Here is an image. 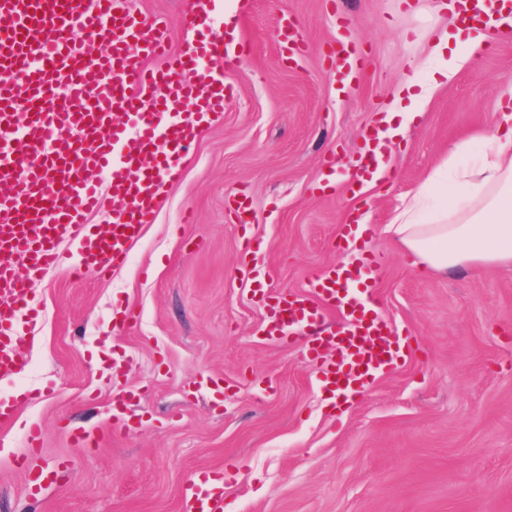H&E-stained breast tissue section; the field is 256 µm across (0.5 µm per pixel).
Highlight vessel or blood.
<instances>
[{"label": "vessel or blood", "instance_id": "1", "mask_svg": "<svg viewBox=\"0 0 512 512\" xmlns=\"http://www.w3.org/2000/svg\"><path fill=\"white\" fill-rule=\"evenodd\" d=\"M474 32L512 34V0H451ZM213 0H191L185 16L195 36L170 53L155 20L117 0H0V381L27 371L22 350L41 321L34 286L52 269L72 281L123 265L162 189L205 125L221 115L226 72L251 44L213 32ZM165 58L160 68L152 59ZM327 58L337 81L356 90L362 58L341 43ZM383 119L361 137L352 159L370 176L388 164ZM91 213L107 225L87 223ZM350 264L319 270L302 294L263 299L260 330L274 344L305 339L308 359L332 390L361 389L402 358L389 325L374 312L378 267L370 230L345 227ZM188 512H223L220 475Z\"/></svg>", "mask_w": 512, "mask_h": 512}]
</instances>
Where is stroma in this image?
<instances>
[{
	"label": "stroma",
	"instance_id": "1",
	"mask_svg": "<svg viewBox=\"0 0 512 512\" xmlns=\"http://www.w3.org/2000/svg\"><path fill=\"white\" fill-rule=\"evenodd\" d=\"M188 2L123 5L160 17L178 50ZM341 8L342 23L329 0H214L215 33H246L253 51L226 75L223 115L184 158L125 267L36 284L43 316L29 371L0 383V399L30 396L0 430V512H184L185 484L200 472L224 473V512H512V270L426 275L388 231L452 146L512 105V37L493 36L444 77L432 47L453 51L468 36L437 0ZM285 18L309 47L291 64L276 41ZM336 41L364 58L349 94L322 56ZM411 79L431 95L392 145L393 176L357 192L348 166L358 140ZM241 195L246 228L230 204ZM352 214L382 259L377 313L410 350L339 397L320 387L303 345L262 338L265 311L241 269L272 291L302 290L344 259ZM250 238L260 247L246 255ZM105 357L122 372L99 368ZM120 397L132 435L73 447L67 428L106 427ZM34 422L44 436L30 468L52 475L36 495L12 464ZM63 458L69 467L56 470Z\"/></svg>",
	"mask_w": 512,
	"mask_h": 512
}]
</instances>
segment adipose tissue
Wrapping results in <instances>:
<instances>
[{
	"label": "adipose tissue",
	"mask_w": 512,
	"mask_h": 512,
	"mask_svg": "<svg viewBox=\"0 0 512 512\" xmlns=\"http://www.w3.org/2000/svg\"><path fill=\"white\" fill-rule=\"evenodd\" d=\"M445 164L459 166L461 195L448 202L438 223L420 221L424 198L441 190V174L432 172L390 224L393 238L430 273L512 269V109L503 108L489 129L456 144Z\"/></svg>",
	"instance_id": "1"
}]
</instances>
